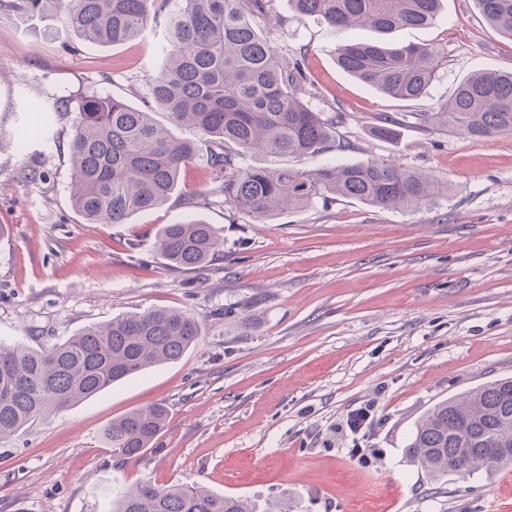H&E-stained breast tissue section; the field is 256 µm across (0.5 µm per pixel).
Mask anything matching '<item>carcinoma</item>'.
I'll return each mask as SVG.
<instances>
[{"label": "carcinoma", "mask_w": 512, "mask_h": 512, "mask_svg": "<svg viewBox=\"0 0 512 512\" xmlns=\"http://www.w3.org/2000/svg\"><path fill=\"white\" fill-rule=\"evenodd\" d=\"M158 0H0V10L21 17L61 13L82 41L114 45L136 37L156 15ZM296 12L328 25L381 32L429 26L440 0H289ZM488 24L512 39V0H477ZM273 0H183L170 13L164 70L147 95L168 124L121 98L96 93L28 102V122L12 134L26 141L44 133L53 112H76L70 143L74 208L92 224H125L177 190L181 167L196 143L170 126H187L207 144L212 186L193 197L224 203L263 221L299 208L325 193L375 207L418 210L441 193L431 177L390 160L331 164L311 170L254 166L244 154L316 155L332 147L336 117L314 111L302 98L306 78L295 62L279 57L254 17L270 13ZM445 59L433 44L385 46L348 41L336 62L361 82L401 101L417 99ZM476 143L512 134V73L481 71L464 78L438 112L418 114ZM156 248L166 263L194 270L224 252V237L211 224L191 219L165 224ZM201 334L200 322L176 309L149 310L89 326L66 341L33 349L0 342V440L150 368L178 361ZM166 410L155 404L112 421L104 438L112 455L137 458L164 427ZM512 378L477 386L437 403L420 420L408 455L433 477L489 471L512 465ZM112 512H257L246 499L202 486L158 487L138 481L113 500Z\"/></svg>", "instance_id": "cac0c4a2"}]
</instances>
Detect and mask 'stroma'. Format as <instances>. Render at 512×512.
Returning <instances> with one entry per match:
<instances>
[{"label":"stroma","instance_id":"obj_1","mask_svg":"<svg viewBox=\"0 0 512 512\" xmlns=\"http://www.w3.org/2000/svg\"><path fill=\"white\" fill-rule=\"evenodd\" d=\"M170 0L134 39L82 42L62 17L0 12V340L47 348L84 327L149 309H179L202 326L177 362L36 420L0 441V512H112V494L140 480L287 501L290 512H512V466L432 478L407 455L437 402L512 377V135L475 143L435 112L477 72H512V40L477 0H442L435 24L383 35L344 31L274 0L256 23L299 62L335 117L336 143L314 156L245 157L310 170L389 159L431 174L443 192L410 211L325 194L257 221L208 198L205 151L175 193L125 224H91L70 197L71 118L46 139L17 143L30 99L94 91L143 107L166 63ZM351 39L434 43L447 59L425 95L400 101L336 64ZM391 128L387 138L375 127ZM198 218L224 238L206 267L176 270L158 255L164 224ZM160 403L164 428L127 462L103 431ZM373 405L359 433L349 413ZM374 448L361 463L351 448Z\"/></svg>","mask_w":512,"mask_h":512}]
</instances>
